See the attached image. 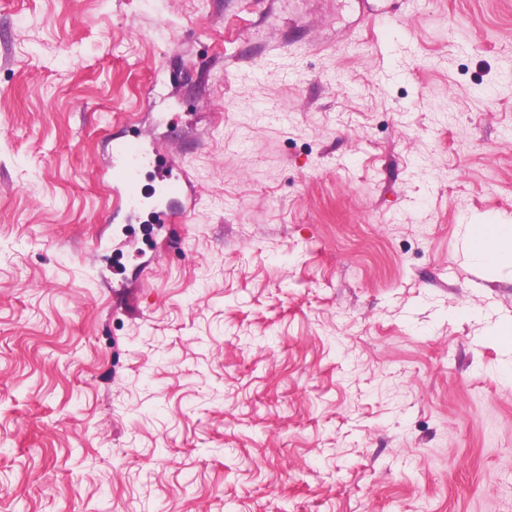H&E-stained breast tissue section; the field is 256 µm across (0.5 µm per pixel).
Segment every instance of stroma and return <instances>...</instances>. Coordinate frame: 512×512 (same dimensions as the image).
<instances>
[{
    "mask_svg": "<svg viewBox=\"0 0 512 512\" xmlns=\"http://www.w3.org/2000/svg\"><path fill=\"white\" fill-rule=\"evenodd\" d=\"M153 131L183 224H116ZM512 0L0 9V512H512ZM158 154L155 149L150 151L146 147L143 135L134 136L133 139L115 141L112 147V166L108 169L106 182L112 190L113 222L122 218L128 220L132 214L139 211L144 203L143 190L140 178L143 172L149 174L151 169L159 178V191L154 193L153 213L163 224H174L184 220L196 206V198L191 197L188 206L172 208L170 202L181 198L185 194L190 178L185 170L173 174L157 169ZM467 239L471 249L484 261L512 256V228L500 224H470Z\"/></svg>",
    "mask_w": 512,
    "mask_h": 512,
    "instance_id": "1",
    "label": "stroma"
}]
</instances>
